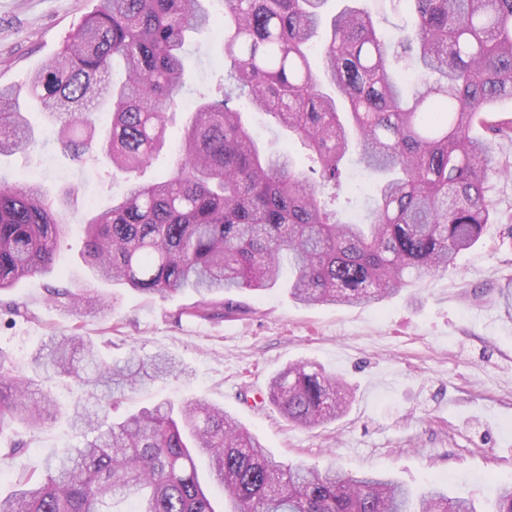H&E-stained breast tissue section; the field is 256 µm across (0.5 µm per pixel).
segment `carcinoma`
<instances>
[{
	"label": "carcinoma",
	"instance_id": "carcinoma-1",
	"mask_svg": "<svg viewBox=\"0 0 512 512\" xmlns=\"http://www.w3.org/2000/svg\"><path fill=\"white\" fill-rule=\"evenodd\" d=\"M216 0H99L57 53L29 77L28 96L61 125L65 152L126 181L83 224L80 289L55 288L74 312L114 310L104 282L150 297L189 290L190 317L222 321L241 311L233 293H262L291 274L288 294L306 306H366L455 265L491 223L486 195L502 172L494 142L512 137V0H397L415 21L392 46L356 2L329 16L327 0H225L224 71L198 91L171 168L139 175L167 143L169 113L185 86L187 40L214 24ZM265 114L306 154L263 147L241 106ZM107 107L112 124L91 113ZM487 130L475 137V126ZM27 108L0 87V155L34 152ZM373 179L368 223L338 217L342 163ZM74 188L0 179V293L52 272L70 231ZM73 333L32 357L81 395L71 425L79 448H62L41 473L0 492V512H477L431 484L415 493L377 473L360 476L286 464L224 408L162 402L110 420L125 390L182 372L164 353L102 358ZM267 400L290 424L341 417L348 388L319 365L290 364ZM64 408L20 374L0 348V434L39 428ZM208 460L201 480L195 457Z\"/></svg>",
	"mask_w": 512,
	"mask_h": 512
}]
</instances>
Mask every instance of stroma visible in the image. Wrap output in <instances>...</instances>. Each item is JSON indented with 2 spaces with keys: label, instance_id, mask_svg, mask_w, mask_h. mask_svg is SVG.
Instances as JSON below:
<instances>
[{
  "label": "stroma",
  "instance_id": "35a3bbf8",
  "mask_svg": "<svg viewBox=\"0 0 512 512\" xmlns=\"http://www.w3.org/2000/svg\"><path fill=\"white\" fill-rule=\"evenodd\" d=\"M93 6V0H0V85L25 91L28 74ZM192 47L187 102L222 65L214 30ZM30 121L38 152L0 156V177L21 183L39 167L45 185L74 187L77 220L121 191V180L62 153L58 128L44 113H31ZM487 196L493 222L481 240L453 268L416 279L387 302L306 307L274 289L238 294L242 312L222 322L182 315L195 299L191 292L163 300L108 284L104 292L117 297L113 313L73 317L50 300L52 289L78 286V242L71 238L58 250L56 274L0 295V348L26 375L37 349L81 324L106 357L121 359L132 348L144 356L164 352L187 370L128 392L116 417L167 400L202 399L223 406L280 461L352 475L387 473L414 490L443 481L450 494L472 497L487 512L498 490L512 486V314L500 295L512 282V175L492 178ZM306 360L354 391L343 417L313 429L288 425L261 402L276 373ZM80 442L62 420L1 433L0 446L16 452L0 466V489L10 490L18 475L41 471L48 456Z\"/></svg>",
  "mask_w": 512,
  "mask_h": 512
}]
</instances>
